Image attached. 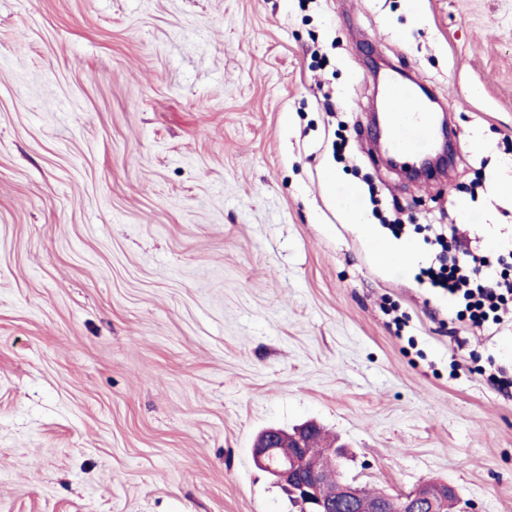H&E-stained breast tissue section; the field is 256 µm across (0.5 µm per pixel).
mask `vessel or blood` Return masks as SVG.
<instances>
[{
	"label": "vessel or blood",
	"mask_w": 512,
	"mask_h": 512,
	"mask_svg": "<svg viewBox=\"0 0 512 512\" xmlns=\"http://www.w3.org/2000/svg\"><path fill=\"white\" fill-rule=\"evenodd\" d=\"M382 85L384 98L389 103L385 137L390 151L400 159L421 157L432 144L426 100L395 75H384Z\"/></svg>",
	"instance_id": "1"
}]
</instances>
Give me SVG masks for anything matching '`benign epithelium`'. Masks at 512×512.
Listing matches in <instances>:
<instances>
[{
  "label": "benign epithelium",
  "instance_id": "1",
  "mask_svg": "<svg viewBox=\"0 0 512 512\" xmlns=\"http://www.w3.org/2000/svg\"><path fill=\"white\" fill-rule=\"evenodd\" d=\"M314 433L312 424L291 431L272 428L260 435L253 446L256 465L273 477L298 512H333L338 505L346 512H445L444 505L454 490L440 483L395 495L383 494L368 504L361 502L359 486L337 478L342 453L333 449L324 457L311 455ZM282 448L288 453H281Z\"/></svg>",
  "mask_w": 512,
  "mask_h": 512
}]
</instances>
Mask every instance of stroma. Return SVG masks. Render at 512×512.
Masks as SVG:
<instances>
[{"mask_svg":"<svg viewBox=\"0 0 512 512\" xmlns=\"http://www.w3.org/2000/svg\"><path fill=\"white\" fill-rule=\"evenodd\" d=\"M387 66L444 172L377 160ZM511 161L512 0H0V512H295L253 444L307 422L368 489L512 512L470 370L512 375V320L416 279L426 233L512 239Z\"/></svg>","mask_w":512,"mask_h":512,"instance_id":"stroma-1","label":"stroma"}]
</instances>
